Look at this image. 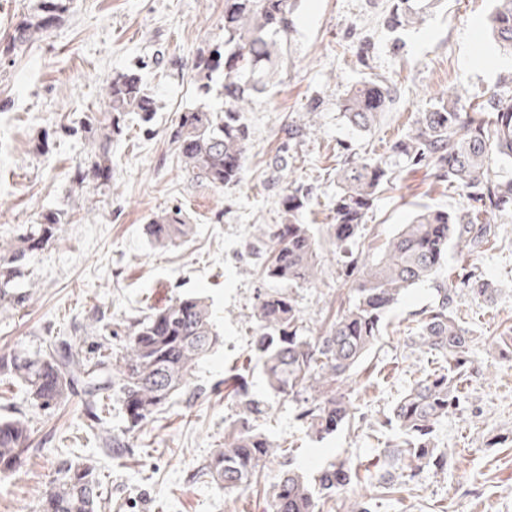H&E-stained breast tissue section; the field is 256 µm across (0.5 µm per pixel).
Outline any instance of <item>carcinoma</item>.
<instances>
[{"instance_id":"carcinoma-1","label":"carcinoma","mask_w":512,"mask_h":512,"mask_svg":"<svg viewBox=\"0 0 512 512\" xmlns=\"http://www.w3.org/2000/svg\"><path fill=\"white\" fill-rule=\"evenodd\" d=\"M392 2L388 27L397 32L422 24L440 0ZM69 4L70 0H37L34 11L0 42V55L43 37ZM293 10V0H224V44L193 63L199 88L217 91L221 110L183 112L169 136L191 180L215 188L240 181L250 144L243 104L257 100L276 82L294 26ZM489 24L497 44L512 50V0H495ZM394 104L391 86L361 80L350 88L339 110L352 128L365 131ZM155 112V99L137 71L114 75L107 83L104 109L89 113L80 127L94 151L78 167L76 183H90L106 194L112 184V141L123 133L128 115L135 113L148 123ZM388 152L410 169H431L436 178L463 189L467 207L460 212L419 209L379 249L372 263H364L362 253L374 249L366 242L365 217L377 194L396 186L400 172L380 158L349 155L336 168L333 223L326 225V234L336 245L338 277L350 285L348 304L339 307L317 336L301 335L300 312L290 291L263 292L255 306L253 350L268 388L300 404L310 434L321 440L353 420L352 402L341 392V385L378 341L391 306L410 287L437 275L451 243L464 242L470 250H479L496 236L494 218L512 215V179H498L491 167L494 155L512 162V97L495 92L481 103L466 105L457 91L444 92L433 98L414 127L395 140ZM310 204V191L299 187L288 191L282 199L281 223L267 226L257 237L253 249L260 258L262 279L292 289L317 278L319 242L304 221ZM61 221L60 211L49 210L25 235L8 244L0 240L1 309L24 305L27 294L17 290V281L29 255L56 240ZM191 231L179 208L155 214L146 224V234L157 247L172 245ZM463 287L473 298L483 300L497 291L480 278L467 279ZM436 292L409 340L438 357L441 364L416 380L383 422L398 438L385 450L394 477L400 479L388 484L390 490L426 469L442 471L448 466V456L436 448L434 433L459 402L458 383L470 336L457 317L456 285L442 280ZM125 336V346L115 357L105 342L90 353L55 340L35 349H0V376L18 383L30 406L38 410L55 409L69 395L82 392L106 453L119 455L125 444L103 426L95 413L97 405L117 392L129 422L126 434H132L188 387L196 364L219 342L208 304L198 295L175 298L134 320ZM224 390L236 404L254 407L244 376L224 379ZM32 452L29 419L1 417L0 474L15 471L16 461ZM275 456L284 459L286 469L274 485L268 512H320V502L340 495L356 477L350 463L340 460L321 470L315 484L309 485L292 467L287 449L246 421L225 432L224 447L212 452L204 471L225 491L237 493L248 488ZM101 495L93 464L63 459L40 512H98Z\"/></svg>"}]
</instances>
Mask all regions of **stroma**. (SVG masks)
I'll use <instances>...</instances> for the list:
<instances>
[{
	"instance_id": "stroma-1",
	"label": "stroma",
	"mask_w": 512,
	"mask_h": 512,
	"mask_svg": "<svg viewBox=\"0 0 512 512\" xmlns=\"http://www.w3.org/2000/svg\"><path fill=\"white\" fill-rule=\"evenodd\" d=\"M390 6V0H296L281 76L245 114L251 142L241 180L221 189L188 179L169 130L181 112L221 106L216 94L199 91L192 65L224 39V0H72L39 41L0 56V238L16 237L44 211H65L56 241L29 261L20 283L26 303L0 313V348L59 336L93 347L92 317L102 311L116 331L109 342L117 353L130 322L192 293L207 298L220 336L188 387L120 456L107 455L90 434L80 395L39 412L19 384L0 378V416L26 414L36 447L0 478V512H40L62 458L96 466L104 478L101 512H265L279 463L267 465L242 493H225L203 474L224 445L225 429L245 419L288 446L307 477L327 461L349 460L360 473L345 498L370 501L372 512H512V352L501 345L512 336L511 219L496 223L495 243L481 251L450 246L438 272L437 279L460 282L472 274L499 287L487 302L458 299L472 342L459 406L436 428L447 469L424 471L396 493L384 489V450L395 434L382 422L433 368L431 355L410 346L407 331L433 303L437 280L410 288L387 312L378 342L345 383L356 417L324 440L309 434L299 406L274 395L260 367L248 363L257 295L272 287L259 277L248 246L261 227L279 223L280 197L297 186L312 191L306 221L320 244L318 279L294 297L302 333L313 336L350 296L326 236L338 161L355 152L395 165L389 143L412 128L432 95L452 88L478 102L512 78V55L498 48L487 24L493 0H441L422 25L395 33L384 25ZM365 41L370 50L363 57ZM135 64L156 101L152 129L128 117L112 143V187L102 196L72 182L88 143L57 128L95 111L107 81ZM365 78L395 88L397 100L377 125L358 133L338 105ZM313 100L317 110L307 111ZM291 125L298 135L289 136ZM44 129L53 136L42 154L34 138ZM283 152L284 178L270 166ZM424 204L456 212L467 198L426 169L406 172L399 189L378 194L365 219L369 238L382 245ZM177 206L191 234L178 245L154 247L145 225ZM233 373L247 376L251 395L266 404L263 414L248 415L225 399L224 378Z\"/></svg>"
}]
</instances>
